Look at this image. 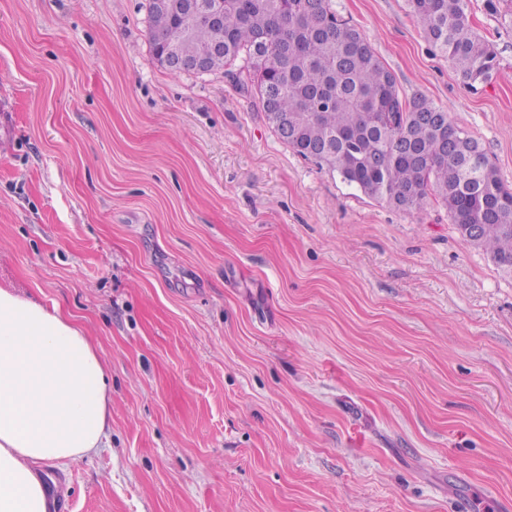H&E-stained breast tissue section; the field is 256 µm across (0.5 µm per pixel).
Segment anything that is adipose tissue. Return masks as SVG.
<instances>
[{"label": "adipose tissue", "instance_id": "obj_1", "mask_svg": "<svg viewBox=\"0 0 512 512\" xmlns=\"http://www.w3.org/2000/svg\"><path fill=\"white\" fill-rule=\"evenodd\" d=\"M112 385L86 331L60 309L0 287V512H53L37 470L109 439Z\"/></svg>", "mask_w": 512, "mask_h": 512}]
</instances>
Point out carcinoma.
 <instances>
[{
    "instance_id": "cac0c4a2",
    "label": "carcinoma",
    "mask_w": 512,
    "mask_h": 512,
    "mask_svg": "<svg viewBox=\"0 0 512 512\" xmlns=\"http://www.w3.org/2000/svg\"><path fill=\"white\" fill-rule=\"evenodd\" d=\"M433 51L464 84L490 79L493 45L473 28L467 0H409ZM152 52L208 59L257 97L264 114L288 113L294 137L278 139L340 175L365 196L419 210L437 197L461 237L512 269V188L485 150L423 95L407 96L363 33L332 0H224L219 26L191 16L187 0H148Z\"/></svg>"
}]
</instances>
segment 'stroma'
<instances>
[{"instance_id":"1","label":"stroma","mask_w":512,"mask_h":512,"mask_svg":"<svg viewBox=\"0 0 512 512\" xmlns=\"http://www.w3.org/2000/svg\"><path fill=\"white\" fill-rule=\"evenodd\" d=\"M146 0H0V286L83 326L108 448L58 512H502L512 271L436 200L318 169L224 74L154 59ZM512 187V23L470 88L409 0H332Z\"/></svg>"}]
</instances>
